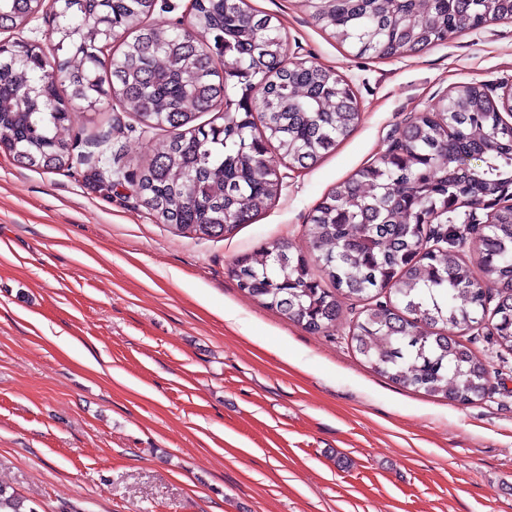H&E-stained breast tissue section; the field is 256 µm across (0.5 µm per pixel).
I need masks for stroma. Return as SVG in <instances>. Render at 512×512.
<instances>
[{
	"mask_svg": "<svg viewBox=\"0 0 512 512\" xmlns=\"http://www.w3.org/2000/svg\"><path fill=\"white\" fill-rule=\"evenodd\" d=\"M249 3L347 80L361 115L314 168L279 164L274 204L233 234L178 236L82 162L33 171L0 152V491L36 512H512V352L489 330L458 333L491 373L458 404L367 368L351 301L313 334L228 273L278 239L306 249L321 197L414 115L512 78V22L368 58L301 0ZM104 134L128 174L158 138L109 100L72 131L82 153Z\"/></svg>",
	"mask_w": 512,
	"mask_h": 512,
	"instance_id": "obj_1",
	"label": "stroma"
}]
</instances>
